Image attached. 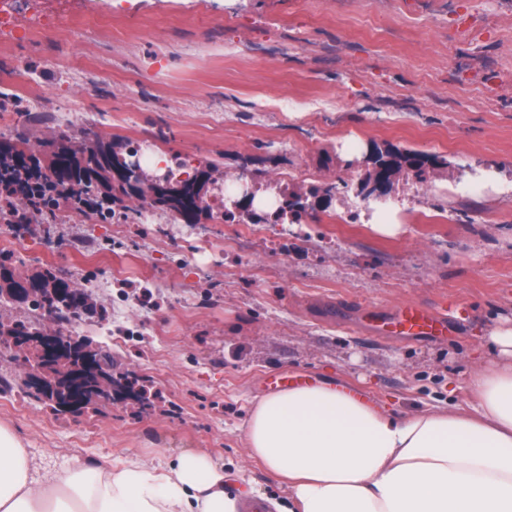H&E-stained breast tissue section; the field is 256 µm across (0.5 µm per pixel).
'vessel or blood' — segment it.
<instances>
[{"label": "vessel or blood", "instance_id": "b4317fda", "mask_svg": "<svg viewBox=\"0 0 512 512\" xmlns=\"http://www.w3.org/2000/svg\"><path fill=\"white\" fill-rule=\"evenodd\" d=\"M373 335L390 337L444 336L448 333L445 314L410 303L399 305L383 317L367 315Z\"/></svg>", "mask_w": 512, "mask_h": 512}]
</instances>
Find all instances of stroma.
<instances>
[{
  "instance_id": "35a3bbf8",
  "label": "stroma",
  "mask_w": 512,
  "mask_h": 512,
  "mask_svg": "<svg viewBox=\"0 0 512 512\" xmlns=\"http://www.w3.org/2000/svg\"><path fill=\"white\" fill-rule=\"evenodd\" d=\"M48 29L0 32V142L31 145L72 118L76 143L154 139L189 165L292 191L336 184L302 224H241L218 207L197 223L135 227L84 213L0 233L15 271L94 282L105 315L90 337L135 325L153 341L152 409L100 401L94 414L36 401L0 408L51 467L136 454L207 453L248 488L287 490L248 455L246 409L287 373L361 389L395 413L471 402L484 344L512 327V0H43ZM413 150L447 165L395 181L401 231L375 233L359 184L370 165L341 151ZM492 187L458 193L468 178ZM99 241L87 256L77 239ZM149 283L131 308L115 284ZM415 302L446 312L441 340L370 336L365 312Z\"/></svg>"
}]
</instances>
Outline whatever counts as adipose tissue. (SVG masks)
I'll return each mask as SVG.
<instances>
[{"label": "adipose tissue", "instance_id": "obj_1", "mask_svg": "<svg viewBox=\"0 0 512 512\" xmlns=\"http://www.w3.org/2000/svg\"><path fill=\"white\" fill-rule=\"evenodd\" d=\"M488 349L464 410L396 416L327 384L254 400L246 447L288 485L274 512H512V327ZM225 477L199 450L50 470L0 424V512H240Z\"/></svg>", "mask_w": 512, "mask_h": 512}]
</instances>
